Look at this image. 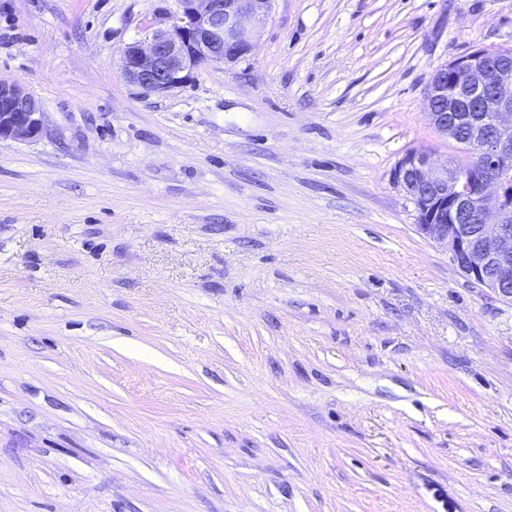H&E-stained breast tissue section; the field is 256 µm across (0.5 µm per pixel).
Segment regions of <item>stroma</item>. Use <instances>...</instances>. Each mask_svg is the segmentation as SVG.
<instances>
[{"label": "stroma", "mask_w": 512, "mask_h": 512, "mask_svg": "<svg viewBox=\"0 0 512 512\" xmlns=\"http://www.w3.org/2000/svg\"><path fill=\"white\" fill-rule=\"evenodd\" d=\"M177 0H0V512H512V299L393 177L512 0H272L147 94ZM38 101L15 83L0 80V141H30L44 129Z\"/></svg>", "instance_id": "1"}]
</instances>
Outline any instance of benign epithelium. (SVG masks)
<instances>
[{
    "label": "benign epithelium",
    "mask_w": 512,
    "mask_h": 512,
    "mask_svg": "<svg viewBox=\"0 0 512 512\" xmlns=\"http://www.w3.org/2000/svg\"><path fill=\"white\" fill-rule=\"evenodd\" d=\"M164 29L122 54L123 78L147 94H163L202 66L231 62L251 51L272 0H177ZM426 108L438 135L465 139L472 158L462 171L435 166L427 150H412L395 178L413 201L417 227L445 247L471 283L512 298V57L478 48L436 69ZM38 101L0 80V141H30L44 129Z\"/></svg>",
    "instance_id": "7a95c632"
}]
</instances>
